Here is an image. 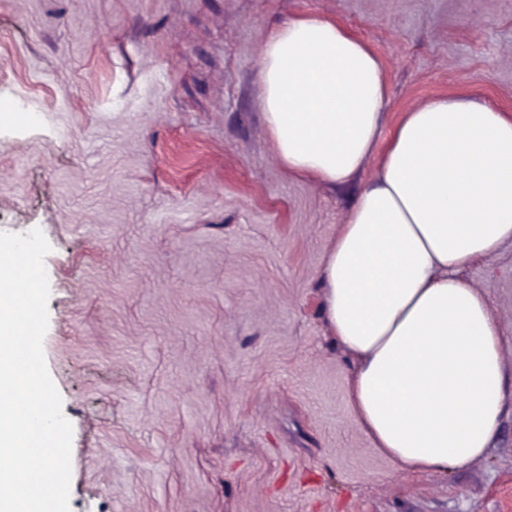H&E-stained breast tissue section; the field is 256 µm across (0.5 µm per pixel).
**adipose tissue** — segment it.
<instances>
[{"label":"adipose tissue","instance_id":"adipose-tissue-1","mask_svg":"<svg viewBox=\"0 0 512 512\" xmlns=\"http://www.w3.org/2000/svg\"><path fill=\"white\" fill-rule=\"evenodd\" d=\"M266 129L289 170L355 176L387 107L379 57L302 16L263 48ZM512 245V115L458 97L408 112L321 269L327 321L353 362L349 406L397 468L449 473L512 407L503 338L459 269Z\"/></svg>","mask_w":512,"mask_h":512}]
</instances>
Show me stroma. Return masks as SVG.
<instances>
[{"label":"stroma","mask_w":512,"mask_h":512,"mask_svg":"<svg viewBox=\"0 0 512 512\" xmlns=\"http://www.w3.org/2000/svg\"><path fill=\"white\" fill-rule=\"evenodd\" d=\"M302 15L383 65L378 146L341 185L288 172L264 125L263 47ZM438 96L512 113V0H0V232L51 246L71 512H512V413L470 465L398 470L324 311L341 224ZM459 276L512 375V246Z\"/></svg>","instance_id":"1"}]
</instances>
